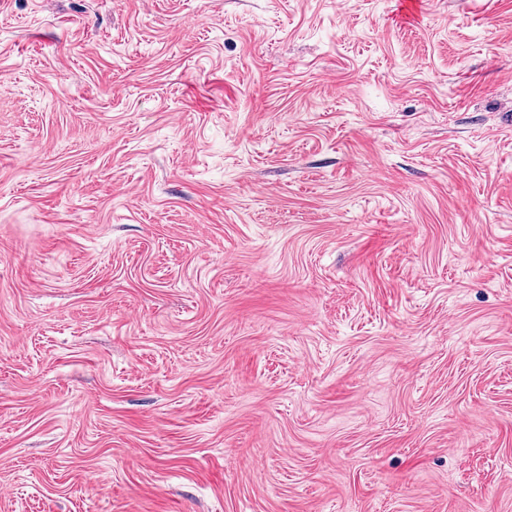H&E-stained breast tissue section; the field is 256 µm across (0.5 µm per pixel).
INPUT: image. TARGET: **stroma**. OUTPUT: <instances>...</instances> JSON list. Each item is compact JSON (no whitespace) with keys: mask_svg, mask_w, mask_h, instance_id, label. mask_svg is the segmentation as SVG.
<instances>
[{"mask_svg":"<svg viewBox=\"0 0 512 512\" xmlns=\"http://www.w3.org/2000/svg\"><path fill=\"white\" fill-rule=\"evenodd\" d=\"M0 0V512H512V0Z\"/></svg>","mask_w":512,"mask_h":512,"instance_id":"35a3bbf8","label":"stroma"}]
</instances>
